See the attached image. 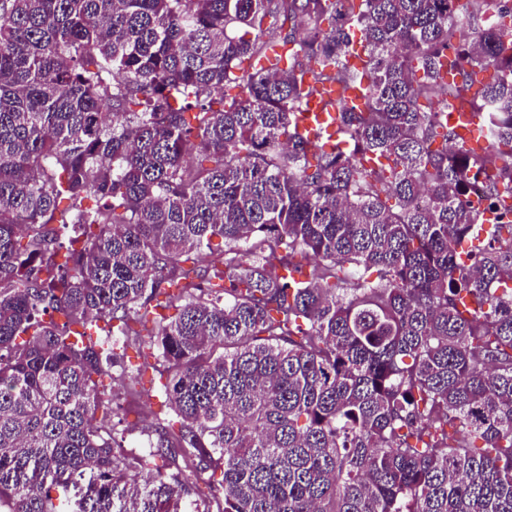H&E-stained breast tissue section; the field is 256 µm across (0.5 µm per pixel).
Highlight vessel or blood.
Returning a JSON list of instances; mask_svg holds the SVG:
<instances>
[{
  "label": "vessel or blood",
  "mask_w": 512,
  "mask_h": 512,
  "mask_svg": "<svg viewBox=\"0 0 512 512\" xmlns=\"http://www.w3.org/2000/svg\"><path fill=\"white\" fill-rule=\"evenodd\" d=\"M345 97L347 103H357L361 100L358 88H350L346 94H339L335 84L319 85L317 94L308 98L304 108L295 118L298 133L313 142L322 143L324 149L331 150L336 146V114L327 111L326 105L337 97ZM449 125L457 127L463 137L465 148L482 154L487 150L485 131L480 128V119L476 113L466 111H450Z\"/></svg>",
  "instance_id": "1"
}]
</instances>
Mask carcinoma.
<instances>
[{"instance_id":"carcinoma-1","label":"carcinoma","mask_w":512,"mask_h":512,"mask_svg":"<svg viewBox=\"0 0 512 512\" xmlns=\"http://www.w3.org/2000/svg\"><path fill=\"white\" fill-rule=\"evenodd\" d=\"M323 81L366 85L333 151ZM506 197L512 0H0V512H181L217 468L203 512H512ZM99 321L157 362L146 455ZM318 93L309 97L295 117L298 133L312 142H324L323 148H336V112H326V104L339 95L336 83L319 84ZM324 138H326L324 140ZM448 114V124L457 126L458 131L463 137L465 149H470L475 153L483 154L487 150V141L485 139L484 128L479 127L480 119L476 112H458L451 110Z\"/></svg>"}]
</instances>
